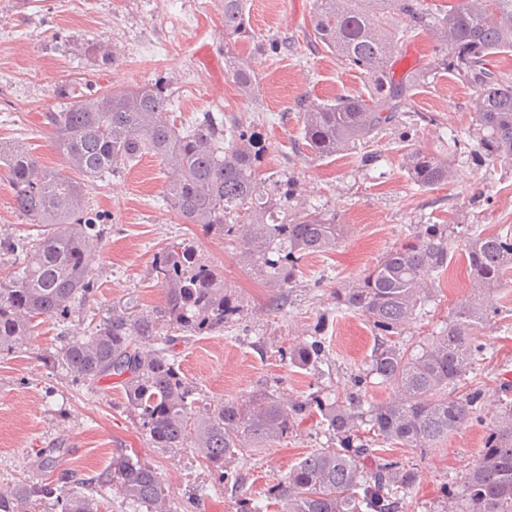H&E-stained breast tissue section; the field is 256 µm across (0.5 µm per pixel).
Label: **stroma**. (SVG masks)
I'll return each mask as SVG.
<instances>
[{
  "instance_id": "obj_1",
  "label": "stroma",
  "mask_w": 512,
  "mask_h": 512,
  "mask_svg": "<svg viewBox=\"0 0 512 512\" xmlns=\"http://www.w3.org/2000/svg\"><path fill=\"white\" fill-rule=\"evenodd\" d=\"M312 3L247 0V34L228 41L224 0H0V145H25L40 165L63 169L45 123L48 110L92 91L158 86L173 98L168 116L176 125L189 126L211 112L257 133L265 148L262 174L291 181L296 201L335 214L346 229L334 251L303 260L284 309L274 312L263 281L235 244L184 223L169 207L167 172L158 158L143 156L90 185L89 211L107 228L89 261L97 282L93 296L66 325L46 319L20 351L0 355V487L25 479L50 482L71 471L95 475L125 454L154 468L177 512H239L240 499L266 500L291 467L328 446L320 414H311L287 438L252 449L247 464L232 463L236 490L198 500L195 487L216 484L218 476L194 449L153 448L127 411L118 384L98 382L91 402L88 383L71 382L48 362L61 332L83 334L119 298L139 297L147 310L160 305L164 291L153 280L151 265L169 243L192 241L246 304L236 325L175 348L201 405L213 409L259 389L344 399L352 376L369 363L374 333L364 317L338 305L337 288L364 277L387 252L408 242L418 225H450L461 241L474 229L489 234L512 225V164L476 168L460 153L458 177L429 190L414 185L407 173L404 143L439 155L451 131L473 120V87L452 71L431 70L436 43L428 33L405 41L393 57L394 75L410 69L427 75L409 99L406 122L374 139V165L361 166L355 149L329 158L307 152L295 109L300 97L320 103L341 95L365 97L372 89L367 74L345 67L331 52H309ZM284 36L295 40V54H259L257 42ZM96 39L111 49L112 64L100 65L88 53ZM232 54L251 60L259 82L255 100L240 96L228 67ZM43 230L15 210L8 170L0 167V238ZM476 292L465 255L455 250L447 269L434 277L429 313L406 326L404 344L438 335ZM493 301L498 316L476 331L486 358L461 384L484 390L487 419L498 410L501 384L512 378V285ZM316 333L326 350L320 370L290 365L284 351ZM485 432L473 423L429 448L389 447L387 456L417 472L403 512H431L448 482L459 480L479 458ZM42 448L60 449L53 467L38 466Z\"/></svg>"
}]
</instances>
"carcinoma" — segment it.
<instances>
[{
    "mask_svg": "<svg viewBox=\"0 0 512 512\" xmlns=\"http://www.w3.org/2000/svg\"><path fill=\"white\" fill-rule=\"evenodd\" d=\"M423 0H314L310 47L325 48L341 64L375 76L372 94L338 97L319 104L297 102L303 145L327 158L357 149L367 166L369 144L405 116L422 71L396 78L390 62L398 45L417 31L429 32L440 50L434 65L453 69L476 88L470 101L475 123L451 135L448 156L419 148L404 153L411 180L431 189L458 176V147L473 163L512 161V75L488 67L489 58L512 53V0H455L432 14ZM246 30V0H224V35ZM232 76L247 97L257 91L251 63L231 62ZM170 96L160 87L119 88L84 96L45 115L66 168L79 175L41 167L26 148L0 146V163L10 173L15 209L49 230L27 239L0 240V250L20 254L14 274L0 279V355L13 353L45 317L67 320L94 293L88 254L105 227L88 216L84 182L114 174L152 154L173 171L166 202L187 224L239 245L245 262L271 291L272 308L283 307L303 259L336 248L343 226L336 215L299 206L288 211L292 190L269 186L258 177L261 152L237 120L211 112L189 127L167 119ZM455 238L446 224H421L415 241L388 252L364 278L336 289L346 310L363 316L374 331L368 369L352 377L345 400L318 394L284 399L257 391L220 407L198 409L196 389L184 376L174 347L196 336L221 332L241 319L243 305L224 278L186 243L157 253L151 275L165 290L163 303L143 312L129 297L112 304L84 335H61L50 361L73 382L115 378L126 408L139 421L152 447L192 448L224 478L247 457L248 449L288 437L316 409L334 448H319L294 465L271 490L280 512H402L416 475L398 460L377 455L375 445L430 447L462 425L483 422V393H453L484 360L474 330L495 313L491 296L512 271V226L465 241L470 274L480 297L456 311L439 335L408 347L399 341L405 325L431 298L428 278L443 271ZM159 347L143 350L142 339ZM325 356L323 341L298 343L289 361L301 369ZM376 376L394 390L381 402L364 400L367 379ZM370 426L373 437L358 435ZM116 487L131 512H174L155 470L129 456L112 460V470L82 478L63 473L57 482L23 480L0 490V512H101L106 489ZM436 512H512V402L504 401L488 424L479 459L463 479L447 487Z\"/></svg>",
    "mask_w": 512,
    "mask_h": 512,
    "instance_id": "1",
    "label": "carcinoma"
}]
</instances>
